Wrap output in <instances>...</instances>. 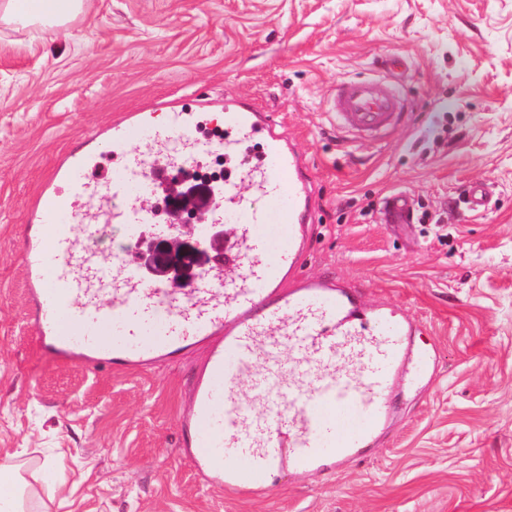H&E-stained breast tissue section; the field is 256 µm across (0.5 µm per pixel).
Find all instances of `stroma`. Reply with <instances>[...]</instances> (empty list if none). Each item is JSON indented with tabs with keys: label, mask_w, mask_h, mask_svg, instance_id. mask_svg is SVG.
I'll return each mask as SVG.
<instances>
[{
	"label": "stroma",
	"mask_w": 512,
	"mask_h": 512,
	"mask_svg": "<svg viewBox=\"0 0 512 512\" xmlns=\"http://www.w3.org/2000/svg\"><path fill=\"white\" fill-rule=\"evenodd\" d=\"M348 79L398 88L407 123L339 130L328 100ZM228 94L273 113L310 165L304 272L397 307L435 363L362 455L325 481L275 472L260 495L196 465L203 350L130 369L53 356L20 254L63 153L106 151L124 113L179 99L216 114ZM397 193L414 221L388 220ZM0 466L28 512H512V0H85L64 28L0 23Z\"/></svg>",
	"instance_id": "stroma-1"
}]
</instances>
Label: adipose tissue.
<instances>
[{"label": "adipose tissue", "instance_id": "adipose-tissue-1", "mask_svg": "<svg viewBox=\"0 0 512 512\" xmlns=\"http://www.w3.org/2000/svg\"><path fill=\"white\" fill-rule=\"evenodd\" d=\"M83 6L84 0H0V22L58 28L77 18Z\"/></svg>", "mask_w": 512, "mask_h": 512}]
</instances>
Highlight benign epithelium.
<instances>
[{"instance_id":"obj_1","label":"benign epithelium","mask_w":512,"mask_h":512,"mask_svg":"<svg viewBox=\"0 0 512 512\" xmlns=\"http://www.w3.org/2000/svg\"><path fill=\"white\" fill-rule=\"evenodd\" d=\"M166 207L157 211L168 215L173 222L184 228V233L152 243L145 255V262L158 277L180 269L191 261H198L207 254L206 249L192 233L193 222L199 214V205L204 193L197 189H187L183 174L178 173L170 179L167 190Z\"/></svg>"}]
</instances>
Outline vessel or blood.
Wrapping results in <instances>:
<instances>
[{
  "label": "vessel or blood",
  "instance_id": "vessel-or-blood-1",
  "mask_svg": "<svg viewBox=\"0 0 512 512\" xmlns=\"http://www.w3.org/2000/svg\"><path fill=\"white\" fill-rule=\"evenodd\" d=\"M222 110L224 132L210 136L183 104H169L161 123L124 114L107 130L108 168L67 152L30 207L21 252L35 331L58 358L127 367L209 341L191 404L196 461L217 483L260 494L271 470L330 474L370 447L395 410V385L422 381L432 359L410 347L405 316L302 274L317 224L306 158L272 113L232 96ZM329 110L364 137L405 118L399 91L372 80L337 83ZM138 136L150 155L131 149ZM213 153L224 158V185L203 221L224 225V243L192 282L154 278L124 247L102 263L88 246L94 229L117 225L144 241L146 200L172 168ZM286 349L297 355L290 384ZM246 380L264 411L242 399Z\"/></svg>",
  "mask_w": 512,
  "mask_h": 512
}]
</instances>
